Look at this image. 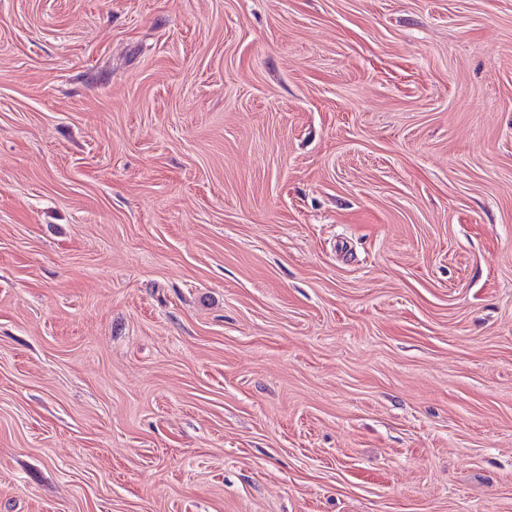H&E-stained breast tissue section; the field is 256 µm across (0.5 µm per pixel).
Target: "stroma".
I'll use <instances>...</instances> for the list:
<instances>
[{"label":"stroma","mask_w":512,"mask_h":512,"mask_svg":"<svg viewBox=\"0 0 512 512\" xmlns=\"http://www.w3.org/2000/svg\"><path fill=\"white\" fill-rule=\"evenodd\" d=\"M0 512H512V0H0Z\"/></svg>","instance_id":"obj_1"}]
</instances>
